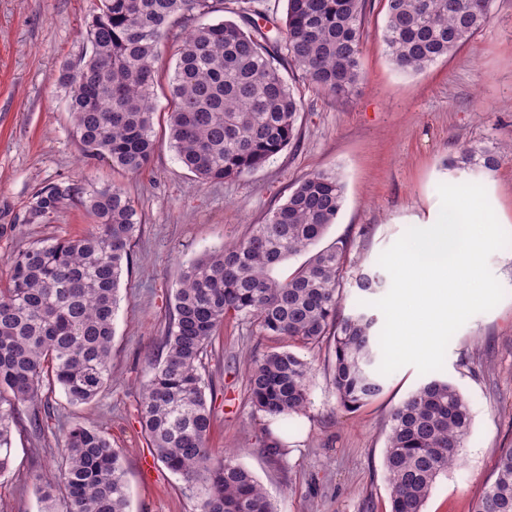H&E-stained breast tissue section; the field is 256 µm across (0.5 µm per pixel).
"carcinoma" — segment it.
I'll use <instances>...</instances> for the list:
<instances>
[{"label":"carcinoma","instance_id":"carcinoma-1","mask_svg":"<svg viewBox=\"0 0 512 512\" xmlns=\"http://www.w3.org/2000/svg\"><path fill=\"white\" fill-rule=\"evenodd\" d=\"M492 0H385L382 40L403 72H421L469 41L488 21ZM98 0L85 52L58 77L69 90L73 136L84 157L137 174L150 163L157 63L177 44L168 74V142L205 183L240 178L297 142L303 103L283 74L293 67L319 92L340 95L360 80L359 56L369 0H287L279 19L255 0ZM229 12L235 20L201 19ZM499 152L462 146L450 167L496 170ZM344 203L339 177L313 172L238 240L185 266L169 299L168 324L142 385L139 423L154 458L196 492L197 512H276L236 455L210 447L213 421L204 358L230 318L247 320L288 347L254 358V407L293 419L311 405V363L292 350L333 345L332 383L341 406L356 409L385 391L373 368V317L343 316L339 293L348 243L317 251L288 277L275 269L309 250ZM93 220L86 233L40 239L7 258L0 288V473L12 463L13 434L43 429L60 387L73 406L93 402L112 378V338L121 276L141 218L116 185L73 180L37 190L25 223L41 224L66 206ZM356 287L373 294L377 273ZM472 428L470 407L451 382L432 379L395 407L384 451L389 512H424L437 478L455 466ZM42 512H127L121 451L109 434L78 424L64 436L57 469L39 488ZM473 512H512V448Z\"/></svg>","mask_w":512,"mask_h":512}]
</instances>
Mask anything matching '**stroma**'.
<instances>
[{
	"label": "stroma",
	"mask_w": 512,
	"mask_h": 512,
	"mask_svg": "<svg viewBox=\"0 0 512 512\" xmlns=\"http://www.w3.org/2000/svg\"><path fill=\"white\" fill-rule=\"evenodd\" d=\"M95 0H0V285L6 258L32 240L86 232L90 220L70 206L42 224L25 221L36 190L61 180L116 184L142 219L122 277L112 341V380L88 405H69L61 390L50 402L45 431L13 436L9 471L0 474V512H40L37 488L54 468L67 428L105 429L123 448L128 512H195L196 499L179 477L150 458L138 404L147 358L163 334L171 290L183 265L263 223L303 175L340 176L344 205L323 244L343 238L349 261L340 311L378 316L369 294L354 287L361 270H378L380 254L410 227H428L440 210L437 187L466 183L448 166L461 145H496V171L479 177L489 202L512 232V0H493L490 17L473 39L419 73L391 63L381 38L384 0H371L359 57L361 79L348 94L316 92L300 74L288 77L302 95L295 145L242 178L204 184L164 142L165 90L157 92L154 131L161 142L150 164L131 175L111 162L87 160L72 134L67 95L56 79L84 43ZM489 267L505 296L471 317L452 337L439 378L455 384L473 416L461 450L464 469L439 476L425 512H470L494 478L496 458L512 448V246L491 255ZM230 319L206 361L216 391L210 445L237 451L277 512H389L383 457L390 414L428 375L405 366L385 376V391L358 410L342 407L332 384L333 347L300 349L311 362L312 404L292 422L257 411L246 365L279 349ZM280 440L279 454L266 444Z\"/></svg>",
	"instance_id": "stroma-1"
}]
</instances>
